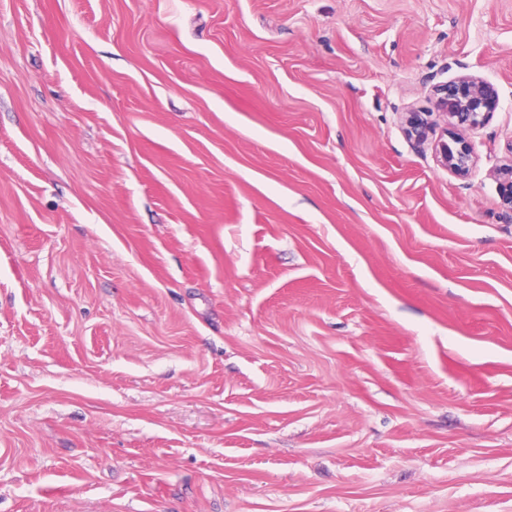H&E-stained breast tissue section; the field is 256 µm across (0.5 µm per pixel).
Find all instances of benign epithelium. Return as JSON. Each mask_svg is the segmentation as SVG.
Returning a JSON list of instances; mask_svg holds the SVG:
<instances>
[{"label":"benign epithelium","mask_w":512,"mask_h":512,"mask_svg":"<svg viewBox=\"0 0 512 512\" xmlns=\"http://www.w3.org/2000/svg\"><path fill=\"white\" fill-rule=\"evenodd\" d=\"M434 112H406L402 117L408 136L417 144L427 141L441 122L454 129H475L483 125L488 114L498 105L495 88L481 78L464 75L434 88ZM436 158L449 172L466 177L474 165L470 144L462 137L451 135L450 140L437 145ZM498 180L503 217L512 220V158L494 169Z\"/></svg>","instance_id":"1"}]
</instances>
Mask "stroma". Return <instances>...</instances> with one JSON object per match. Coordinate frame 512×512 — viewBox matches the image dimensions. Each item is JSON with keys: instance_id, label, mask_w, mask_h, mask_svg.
<instances>
[{"instance_id": "1", "label": "stroma", "mask_w": 512, "mask_h": 512, "mask_svg": "<svg viewBox=\"0 0 512 512\" xmlns=\"http://www.w3.org/2000/svg\"><path fill=\"white\" fill-rule=\"evenodd\" d=\"M511 154L512 0H0V512H512ZM437 112H406L402 122L410 139L417 144L427 141L436 126L442 122L454 129H475L483 125L488 114L498 105L495 88L481 78L464 75L434 88ZM436 158L440 166L459 177H467L474 165L470 144L454 134H451L450 141H441L437 145ZM498 180L500 204L505 220H512V157L507 163L499 165L493 171Z\"/></svg>"}]
</instances>
